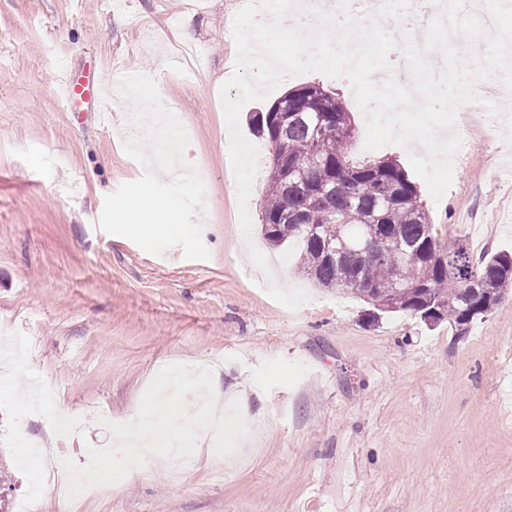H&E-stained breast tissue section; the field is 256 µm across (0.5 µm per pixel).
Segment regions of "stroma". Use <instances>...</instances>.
<instances>
[{
    "mask_svg": "<svg viewBox=\"0 0 512 512\" xmlns=\"http://www.w3.org/2000/svg\"><path fill=\"white\" fill-rule=\"evenodd\" d=\"M0 0V336L30 339L28 364L58 410L84 420L56 435L43 415L25 439L88 461L111 445L103 417L132 421L156 374L209 361L217 400H239L248 427L232 467L200 431L187 461L152 457L122 481L89 489L80 512H512V292L466 330L406 314L368 320L353 294L319 287L299 243L265 244L269 145L248 123L290 87L335 92L356 134L353 160H397L364 147L366 121L344 79L289 76L240 113L262 153L243 235L229 133L213 92L237 56L233 21L245 0ZM190 29L183 39L182 29ZM192 53L177 69V47ZM134 66L153 78L189 132L184 159L205 187L206 261L173 248L156 256L96 228L103 201L144 167L124 144L134 130L120 100L103 113L56 91L60 69L111 79ZM459 111L463 143L441 200L420 199L441 240L465 237L474 256L512 251V123L487 121L497 93ZM277 259L275 276L308 303L292 310L252 280L249 246Z\"/></svg>",
    "mask_w": 512,
    "mask_h": 512,
    "instance_id": "35a3bbf8",
    "label": "stroma"
}]
</instances>
